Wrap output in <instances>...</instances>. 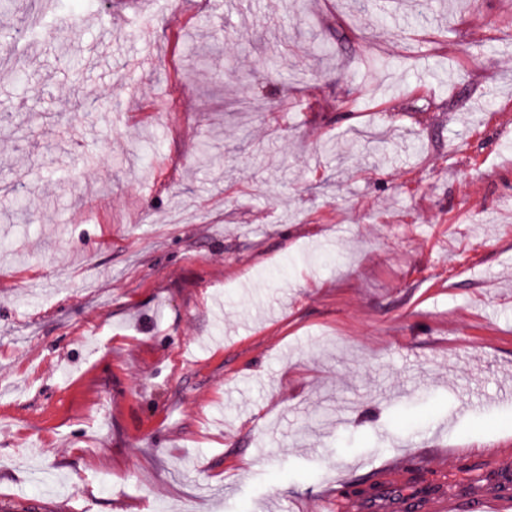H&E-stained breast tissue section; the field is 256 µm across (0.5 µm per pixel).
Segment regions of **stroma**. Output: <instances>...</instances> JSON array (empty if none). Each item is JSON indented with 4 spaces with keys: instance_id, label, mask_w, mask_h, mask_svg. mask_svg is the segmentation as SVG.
<instances>
[{
    "instance_id": "35a3bbf8",
    "label": "stroma",
    "mask_w": 512,
    "mask_h": 512,
    "mask_svg": "<svg viewBox=\"0 0 512 512\" xmlns=\"http://www.w3.org/2000/svg\"><path fill=\"white\" fill-rule=\"evenodd\" d=\"M420 11L0 13V512L512 481V0Z\"/></svg>"
}]
</instances>
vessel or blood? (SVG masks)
<instances>
[{
    "label": "vessel or blood",
    "mask_w": 512,
    "mask_h": 512,
    "mask_svg": "<svg viewBox=\"0 0 512 512\" xmlns=\"http://www.w3.org/2000/svg\"><path fill=\"white\" fill-rule=\"evenodd\" d=\"M414 461L410 458L385 465L375 480L379 493L355 503L337 501L338 512H512V494L491 486L457 497L434 490L405 493L403 487Z\"/></svg>",
    "instance_id": "obj_1"
}]
</instances>
